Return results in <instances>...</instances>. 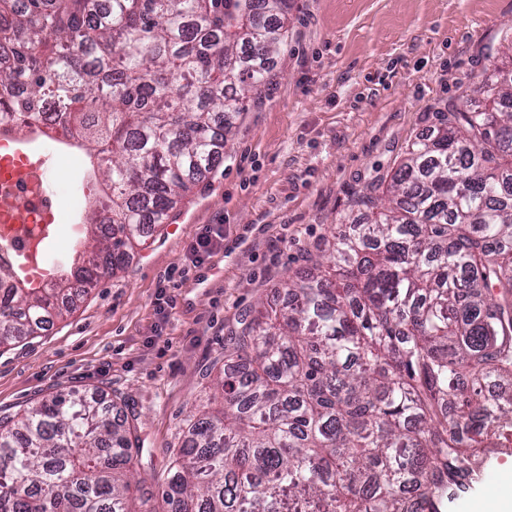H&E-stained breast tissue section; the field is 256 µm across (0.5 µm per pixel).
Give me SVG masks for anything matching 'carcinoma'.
I'll return each mask as SVG.
<instances>
[{"label": "carcinoma", "instance_id": "carcinoma-1", "mask_svg": "<svg viewBox=\"0 0 512 512\" xmlns=\"http://www.w3.org/2000/svg\"><path fill=\"white\" fill-rule=\"evenodd\" d=\"M0 0V118L101 143L91 267L29 288L0 264V346L70 311V278L165 224L220 161L283 43L289 0ZM451 106L355 201L288 303L224 341L221 408L193 415L141 512H445L512 451V82ZM150 453L77 391L0 424V512H131Z\"/></svg>", "mask_w": 512, "mask_h": 512}]
</instances>
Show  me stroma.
Segmentation results:
<instances>
[{
  "label": "stroma",
  "instance_id": "stroma-1",
  "mask_svg": "<svg viewBox=\"0 0 512 512\" xmlns=\"http://www.w3.org/2000/svg\"><path fill=\"white\" fill-rule=\"evenodd\" d=\"M512 54V0H291L287 32L270 79L252 93L213 172L177 204L182 221L149 238L124 270L95 279L77 308L38 338L0 352V416L49 394L78 389L135 413L152 468L130 494L159 501L189 415L208 407L224 362V338L260 303H285L283 282L306 250L344 222L354 200L388 176L407 143L448 104L482 101L486 69ZM42 158L61 227L46 262L52 276L87 244L88 202L71 209L72 179H85L84 147L67 156L27 143ZM205 224L224 227V245L200 266L187 247ZM171 307L158 310L159 288ZM512 454L450 512H483L512 497Z\"/></svg>",
  "mask_w": 512,
  "mask_h": 512
}]
</instances>
